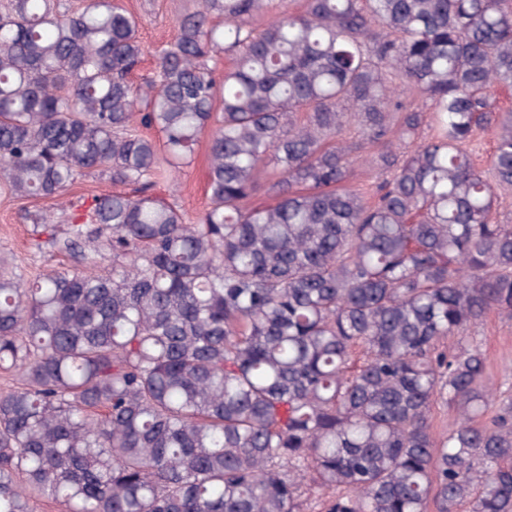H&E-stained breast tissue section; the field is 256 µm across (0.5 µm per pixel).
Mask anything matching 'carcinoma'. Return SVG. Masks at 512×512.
I'll list each match as a JSON object with an SVG mask.
<instances>
[{
	"mask_svg": "<svg viewBox=\"0 0 512 512\" xmlns=\"http://www.w3.org/2000/svg\"><path fill=\"white\" fill-rule=\"evenodd\" d=\"M136 31L119 0L0 4V189L122 186L61 234L30 215L82 268L0 272V512H512V398L444 346L512 318V0H200L139 86ZM212 125L187 224L158 176Z\"/></svg>",
	"mask_w": 512,
	"mask_h": 512,
	"instance_id": "carcinoma-1",
	"label": "carcinoma"
}]
</instances>
